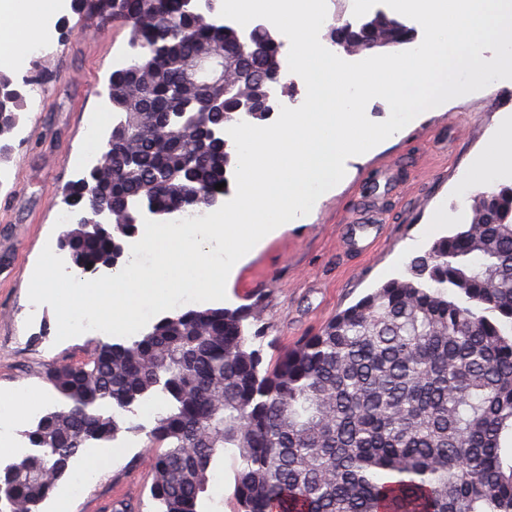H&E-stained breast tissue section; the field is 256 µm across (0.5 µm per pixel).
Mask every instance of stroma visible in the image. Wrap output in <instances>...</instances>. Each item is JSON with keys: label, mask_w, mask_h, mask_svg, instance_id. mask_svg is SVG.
<instances>
[{"label": "stroma", "mask_w": 512, "mask_h": 512, "mask_svg": "<svg viewBox=\"0 0 512 512\" xmlns=\"http://www.w3.org/2000/svg\"><path fill=\"white\" fill-rule=\"evenodd\" d=\"M63 15L68 28L54 27L46 52L27 58L41 100L28 103L11 137V157L0 165L7 172L0 182V396L34 387L48 408L55 401L45 379L48 364L84 358L93 339L57 341L49 311L28 325L29 280L45 244H57L65 230L62 189L82 176L75 159L89 124L112 109L98 91L115 57L128 50L123 26L83 21L68 9ZM511 87L498 80L451 99L376 151L350 157L347 180L239 268L225 302L262 306L266 364L383 282L403 276L410 259L435 240L471 222L473 198L461 196L459 178L512 117ZM438 210L445 219L436 224ZM138 421L144 429L124 434L120 460L93 444L81 450L78 462L105 457L109 465L72 498L71 512H112L117 502L127 512H153L145 431L154 420L142 414Z\"/></svg>", "instance_id": "35a3bbf8"}]
</instances>
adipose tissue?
<instances>
[{
  "label": "adipose tissue",
  "mask_w": 512,
  "mask_h": 512,
  "mask_svg": "<svg viewBox=\"0 0 512 512\" xmlns=\"http://www.w3.org/2000/svg\"><path fill=\"white\" fill-rule=\"evenodd\" d=\"M65 6V0H0V42L9 44V56L0 64L10 65L26 57L40 44L48 22ZM512 165V128L503 127L488 141L482 161L468 169L464 190L489 183L497 167Z\"/></svg>",
  "instance_id": "ef3b65f1"
}]
</instances>
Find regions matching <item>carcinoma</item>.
Segmentation results:
<instances>
[{
	"label": "carcinoma",
	"instance_id": "cac0c4a2",
	"mask_svg": "<svg viewBox=\"0 0 512 512\" xmlns=\"http://www.w3.org/2000/svg\"><path fill=\"white\" fill-rule=\"evenodd\" d=\"M74 13L129 30L112 70V111L96 181L64 202L90 221L66 231L75 266L112 264V239L133 232L126 205L147 198L158 220L217 207L229 192L224 145L204 137L244 120L236 100L284 79L281 41L256 52L218 14L188 19L182 0H72ZM339 43H406L384 13L332 28ZM221 50L230 90L192 84L195 57ZM29 80L0 73V136L21 120ZM474 219L436 240L320 331L263 367L255 304L188 309L125 342L94 341L79 362L52 364L60 404L24 433L32 452L0 465V502L38 512L91 442L141 429L126 414L164 401L148 440L157 512H204L208 472L233 450L237 512H512V186L474 197Z\"/></svg>",
	"mask_w": 512,
	"mask_h": 512
}]
</instances>
